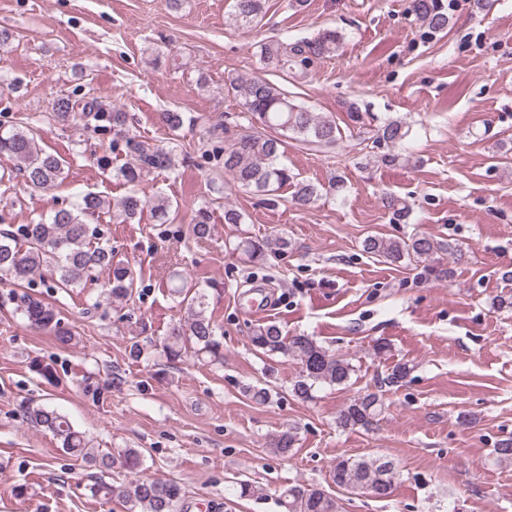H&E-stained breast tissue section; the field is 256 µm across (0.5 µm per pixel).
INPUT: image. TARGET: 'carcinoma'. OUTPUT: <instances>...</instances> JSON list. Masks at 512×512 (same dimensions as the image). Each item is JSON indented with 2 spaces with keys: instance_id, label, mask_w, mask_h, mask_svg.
Segmentation results:
<instances>
[{
  "instance_id": "carcinoma-1",
  "label": "carcinoma",
  "mask_w": 512,
  "mask_h": 512,
  "mask_svg": "<svg viewBox=\"0 0 512 512\" xmlns=\"http://www.w3.org/2000/svg\"><path fill=\"white\" fill-rule=\"evenodd\" d=\"M265 0H232L231 17L236 27L256 28L265 14ZM412 13L434 32L448 27V13L442 0H412ZM342 35L336 30H325L313 39L294 41L268 40L258 45L257 55L263 63H274L283 72L294 76L305 74L313 58L336 55ZM227 91L240 98L244 119L248 122L243 132L224 142V173L240 189L266 197L269 203L279 198L285 186L294 188L292 200L299 207H306L323 195V187L310 181H299L282 164L288 142L296 141L323 151L337 146L343 140L342 130L329 116L318 115L296 104L288 93L266 78L255 75L235 78L225 85ZM96 122L95 128L111 129L113 134L125 135L132 153V161L122 166L116 176L133 187L125 196L108 201L95 193L78 196L67 207L54 211L47 218L23 224L15 231H0V283L6 282L23 288L41 270L50 272L52 287L68 292L80 287L94 274L106 275L102 285L104 299L122 302L132 298L140 282V273L128 263L116 258L112 247L99 241L96 229L90 227L86 217L112 208L114 217L132 220L149 211L161 224L169 222L172 213L170 200L162 195L147 197L135 190L143 176L153 169H168L172 165V151L137 141L126 135V113L114 110L105 112L96 99L62 96L53 105L56 121L69 124L77 117ZM412 129L400 119L385 121L382 125L366 128L360 136L361 144H380L390 151L375 155L385 165L406 161L393 149L403 146ZM0 155L16 161V173L30 187L49 190L65 179L66 160L38 148L29 130L18 124L5 127L0 124ZM208 215L198 212L188 225L187 234L195 240L210 236ZM288 247L282 237L253 238L243 235L231 250L247 256L251 261L262 260L270 253ZM363 250L398 265L408 262H429V270L439 279L448 278V269L436 266L434 254L451 250L448 244L439 243L424 235L407 239L371 235L364 239ZM171 294L180 299L185 310L184 318L174 323L162 341V351L167 360L175 362L184 357L187 349L204 355L212 361L224 360V342L206 315V294L194 285L182 283L170 288ZM15 310L28 322L41 330L52 333L56 341L66 346L74 340L71 329L63 321L59 310L24 292H12ZM250 342L262 354H282L301 364L302 370L292 385V392L299 398L311 397L317 385H346L354 372L346 359L330 353L310 336H285L275 324L253 329ZM412 367L406 362L393 366L386 377L390 386H401L409 377ZM29 423L50 431L66 452L88 457L86 439L75 429L67 416L42 405H22ZM382 411V401L375 392H365L350 398L336 416V425L342 429H371ZM336 485L351 492L369 493L386 498L392 493L394 467L389 461L370 457L346 458L336 461L332 471ZM130 512H176L182 498V488L174 481L141 480L125 491ZM287 512H338L336 500L323 489L302 484L283 492Z\"/></svg>"
}]
</instances>
